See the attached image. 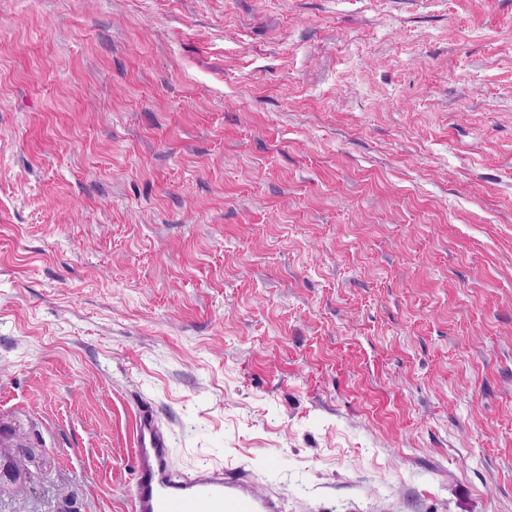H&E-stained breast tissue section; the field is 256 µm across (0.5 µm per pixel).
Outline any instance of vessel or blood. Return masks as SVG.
Returning <instances> with one entry per match:
<instances>
[{"label":"vessel or blood","instance_id":"1","mask_svg":"<svg viewBox=\"0 0 512 512\" xmlns=\"http://www.w3.org/2000/svg\"><path fill=\"white\" fill-rule=\"evenodd\" d=\"M131 444L135 467L129 512H282L279 494L259 488L246 466L178 470L172 432L153 411L139 413Z\"/></svg>","mask_w":512,"mask_h":512}]
</instances>
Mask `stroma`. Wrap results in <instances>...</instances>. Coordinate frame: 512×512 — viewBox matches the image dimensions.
I'll return each instance as SVG.
<instances>
[{"label": "stroma", "instance_id": "obj_1", "mask_svg": "<svg viewBox=\"0 0 512 512\" xmlns=\"http://www.w3.org/2000/svg\"><path fill=\"white\" fill-rule=\"evenodd\" d=\"M144 409L282 512H512V0H0V512H128ZM33 463L30 451L19 452L15 455L2 456L0 454L1 474L4 470L8 472V479L0 480V495L5 493H21L27 488L31 481L29 465Z\"/></svg>", "mask_w": 512, "mask_h": 512}]
</instances>
